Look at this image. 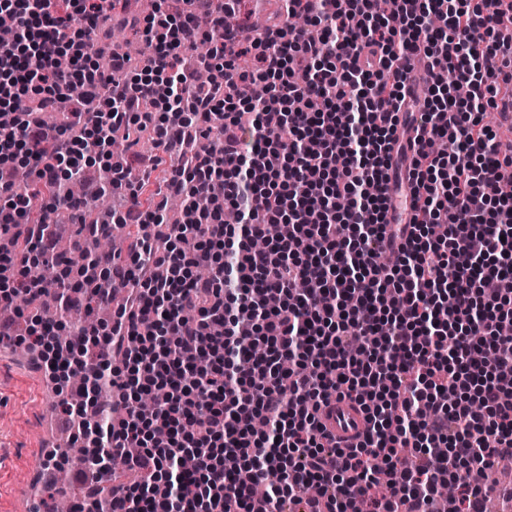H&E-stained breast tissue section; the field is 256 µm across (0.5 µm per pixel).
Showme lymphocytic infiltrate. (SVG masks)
<instances>
[{
    "instance_id": "obj_1",
    "label": "lymphocytic infiltrate",
    "mask_w": 512,
    "mask_h": 512,
    "mask_svg": "<svg viewBox=\"0 0 512 512\" xmlns=\"http://www.w3.org/2000/svg\"><path fill=\"white\" fill-rule=\"evenodd\" d=\"M188 2L130 19L149 51L111 53L106 71L89 44L108 41L119 0H0L14 30L0 42V307L24 294L60 309L0 340L38 350L91 457L78 482L123 452L144 476L88 512H283L313 485L305 512H429L447 484L448 512H484L477 475L512 464V198L498 192L512 155L483 119L512 85L498 34L512 0H281L254 38L224 24L241 0ZM200 41L204 86L181 57ZM115 127L181 144L166 182L182 223L164 229L150 175L109 162L133 204L89 234L136 225L127 255L90 252L88 290L27 278L60 261L33 207H64L58 187L107 158ZM444 139L456 152L436 151ZM271 224L288 231L268 239ZM121 289L110 320L72 328L88 297ZM334 396L367 415L355 444L320 422Z\"/></svg>"
}]
</instances>
